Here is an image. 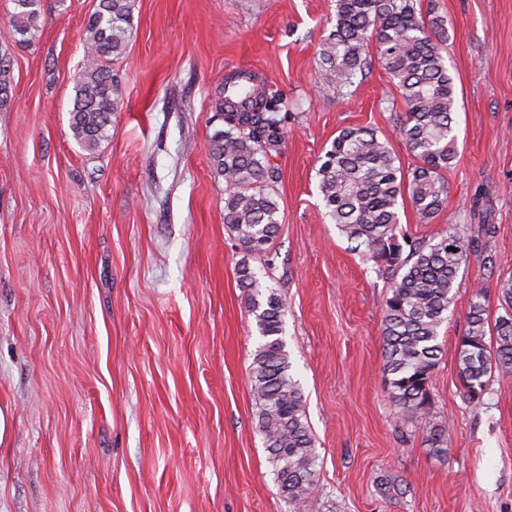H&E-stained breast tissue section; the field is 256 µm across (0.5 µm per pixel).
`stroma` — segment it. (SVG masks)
<instances>
[{
  "label": "stroma",
  "instance_id": "35a3bbf8",
  "mask_svg": "<svg viewBox=\"0 0 512 512\" xmlns=\"http://www.w3.org/2000/svg\"><path fill=\"white\" fill-rule=\"evenodd\" d=\"M97 5L43 0L26 46L0 0L13 75L0 106V512H291L258 430L259 337L209 156L233 65L288 101L273 158L280 229L251 265L288 305L283 338L318 453L304 512H512V376L492 374L473 406L457 362L474 284L493 320L512 277V0H421L448 21L458 155L446 206L428 223L404 206L400 224L425 241L451 227L479 239L439 329L429 415L448 430L443 458L388 398L391 276L323 218L317 169L341 129L372 128L414 163L381 66L344 95L316 82L333 0H137L124 106L88 151L69 111Z\"/></svg>",
  "mask_w": 512,
  "mask_h": 512
}]
</instances>
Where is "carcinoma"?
I'll return each instance as SVG.
<instances>
[{"instance_id": "carcinoma-1", "label": "carcinoma", "mask_w": 512, "mask_h": 512, "mask_svg": "<svg viewBox=\"0 0 512 512\" xmlns=\"http://www.w3.org/2000/svg\"><path fill=\"white\" fill-rule=\"evenodd\" d=\"M14 35L30 44L39 31L42 0H10ZM335 24L318 50V83L341 91L370 68L369 44L404 105L396 132L415 164L403 169L388 140L368 127L341 130L317 169L323 218L366 258L392 276L383 305L382 340L389 399L402 424L423 432L437 454L448 452V430L428 417L429 382L438 363L439 329L456 303L459 270L477 247L454 228L416 241L400 227L399 207L409 198L419 220L433 219L446 205L442 172L457 157L455 83L444 56L448 20L424 13L420 0H334ZM135 0H99L84 29L83 58L75 79L70 129L77 143L95 149L108 137L112 115L124 99L114 67L122 61L132 30ZM249 87L244 102L228 92L215 103L224 127L210 140L215 174L224 181V224L242 258L236 274L247 292L260 343L252 381L258 425L268 460L289 506L300 508L318 481L315 440L303 410L283 339L285 300L259 277L250 259L266 255L279 231L275 186L279 171L270 155L285 136L286 101L257 84L249 72L230 74L224 88ZM11 89V64L0 57V103ZM508 304L487 340V289L480 282L467 303V328L459 340L462 397L482 403L492 370L512 374V277L502 285Z\"/></svg>"}]
</instances>
